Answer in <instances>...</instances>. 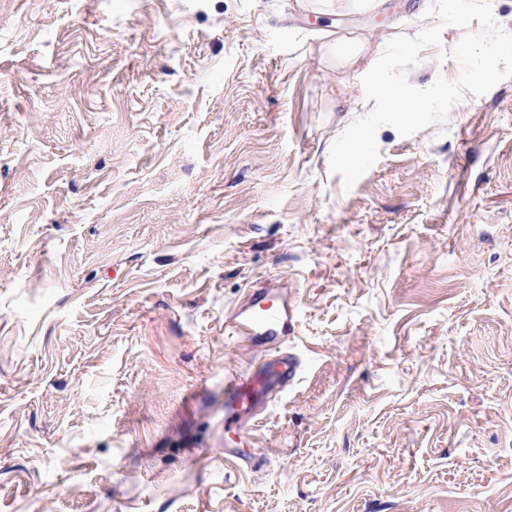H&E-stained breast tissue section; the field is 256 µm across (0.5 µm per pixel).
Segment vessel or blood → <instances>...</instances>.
<instances>
[{
    "mask_svg": "<svg viewBox=\"0 0 512 512\" xmlns=\"http://www.w3.org/2000/svg\"><path fill=\"white\" fill-rule=\"evenodd\" d=\"M299 310L280 288H255L243 305L224 319V332L256 346L275 348V356L261 366L224 377V433L232 441L224 458L241 470L255 468L254 432L258 417L299 375L300 364L286 351L294 335Z\"/></svg>",
    "mask_w": 512,
    "mask_h": 512,
    "instance_id": "obj_1",
    "label": "vessel or blood"
}]
</instances>
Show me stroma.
I'll return each instance as SVG.
<instances>
[{
  "label": "stroma",
  "instance_id": "obj_1",
  "mask_svg": "<svg viewBox=\"0 0 512 512\" xmlns=\"http://www.w3.org/2000/svg\"><path fill=\"white\" fill-rule=\"evenodd\" d=\"M431 3L0 0V512H512V77L328 165ZM266 281L303 369L242 473ZM298 318V307L279 287L253 288L243 305L224 318L227 335L254 346L285 347L260 367L224 375V436L234 445L224 448V459L241 470H253L259 462L256 453L245 450L255 447L258 417L299 375L300 364L288 352Z\"/></svg>",
  "mask_w": 512,
  "mask_h": 512
}]
</instances>
